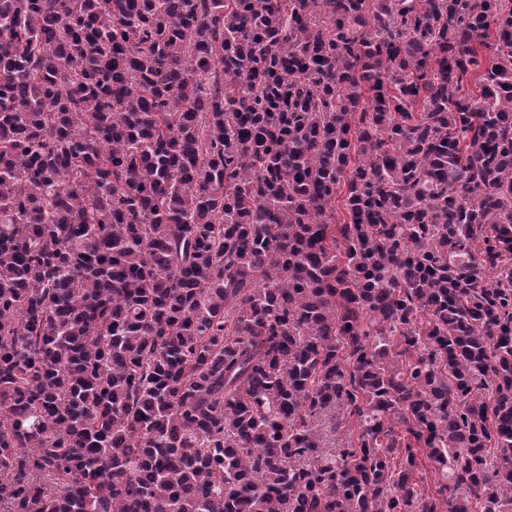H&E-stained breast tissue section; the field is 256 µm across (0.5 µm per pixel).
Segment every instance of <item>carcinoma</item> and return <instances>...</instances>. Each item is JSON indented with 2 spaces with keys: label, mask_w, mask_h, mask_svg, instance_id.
<instances>
[{
  "label": "carcinoma",
  "mask_w": 512,
  "mask_h": 512,
  "mask_svg": "<svg viewBox=\"0 0 512 512\" xmlns=\"http://www.w3.org/2000/svg\"><path fill=\"white\" fill-rule=\"evenodd\" d=\"M0 512H512V0H0Z\"/></svg>",
  "instance_id": "cac0c4a2"
}]
</instances>
